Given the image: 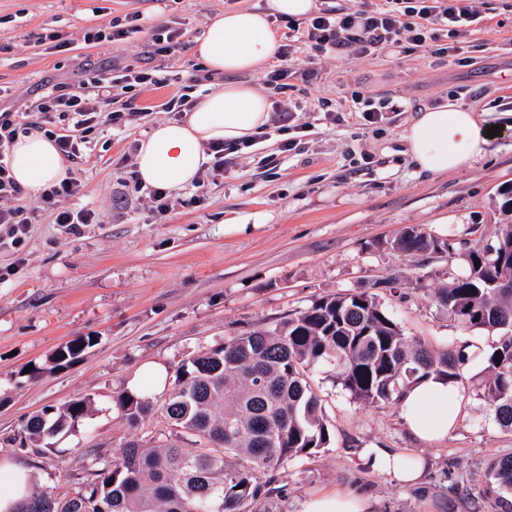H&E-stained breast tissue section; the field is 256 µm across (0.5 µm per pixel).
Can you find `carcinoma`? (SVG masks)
Masks as SVG:
<instances>
[{
    "instance_id": "1",
    "label": "carcinoma",
    "mask_w": 512,
    "mask_h": 512,
    "mask_svg": "<svg viewBox=\"0 0 512 512\" xmlns=\"http://www.w3.org/2000/svg\"><path fill=\"white\" fill-rule=\"evenodd\" d=\"M393 246L409 255L446 252L448 244L408 227ZM467 273L432 292L433 302L466 332H497L483 355V397L498 425L512 431V221L498 225L496 244L461 254ZM92 337L61 347L36 378L81 354ZM464 346L438 350L410 338L378 296L367 289L318 298L270 327L228 339L186 360L156 404L118 393L115 404L137 427L160 412L170 433L126 443L109 457L91 449L92 468L73 496L34 494L18 512H268L284 496L276 472L291 458L330 445L324 406L309 374L328 368L350 396L379 407L398 403L416 383L463 382ZM92 401L77 397L31 417L19 445L76 429ZM493 512H512V454L493 460L483 485L469 493Z\"/></svg>"
}]
</instances>
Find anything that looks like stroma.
<instances>
[{"mask_svg": "<svg viewBox=\"0 0 512 512\" xmlns=\"http://www.w3.org/2000/svg\"><path fill=\"white\" fill-rule=\"evenodd\" d=\"M265 0H0V112H25L45 86L78 84L85 63L103 66L143 51V42L88 44L86 30L139 12L154 26L170 22L188 32L183 45L156 64L165 87L115 91L108 107L131 104L137 115L120 128L95 131L86 161L72 170L83 183L72 208L89 207L96 224L70 229L44 214L22 245L0 239V457L29 468L32 492L66 494L91 466L89 449L113 451L131 439L156 436L161 421L133 428L114 397L143 364L158 362L175 378L185 359L258 326L306 310L318 297L367 288L392 278L378 295L406 335L452 348L468 340L490 351L497 334L466 333L430 299L464 269L456 257L474 244L496 240L501 207L512 190V128L494 140L485 158L460 170L420 172L402 139L418 110L455 98L461 108L488 111L491 120L512 113V0H473L478 22L463 34L442 35L460 48L467 66L438 62L423 48L388 47L358 58L296 55L297 70L314 77L296 82L287 97L294 123L310 126L297 148L283 153L281 137L235 155L223 175L203 189L171 197L157 219L147 192L120 193L119 164L174 113L160 111L175 93L201 94L230 82L205 76L194 52L210 21L229 10L262 9ZM50 28L69 35L70 49L36 44ZM390 95L406 104L373 127L350 109L352 92ZM324 99L343 113L332 124L311 111ZM415 226L451 250L411 258L392 241ZM95 343L58 369L30 378L66 343ZM482 362L464 369L460 419L447 438L413 439L396 404L368 407L337 386L327 370L311 379L332 431L328 448L295 458L278 471L285 487L273 512H302L305 499L336 489L371 499L373 512H490L467 495L449 498L445 472L482 483L496 457L512 453V433L501 430L483 397ZM90 396L93 407L75 431L59 436L63 455L19 446L26 421L50 406ZM390 448L424 462L419 483L401 485L375 472L368 449Z\"/></svg>", "mask_w": 512, "mask_h": 512, "instance_id": "obj_1", "label": "stroma"}]
</instances>
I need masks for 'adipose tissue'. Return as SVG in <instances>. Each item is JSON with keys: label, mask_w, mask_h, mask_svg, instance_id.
Wrapping results in <instances>:
<instances>
[{"label": "adipose tissue", "mask_w": 512, "mask_h": 512, "mask_svg": "<svg viewBox=\"0 0 512 512\" xmlns=\"http://www.w3.org/2000/svg\"><path fill=\"white\" fill-rule=\"evenodd\" d=\"M314 8V0H266L265 10H230L208 25L197 43V55L210 72L230 74L234 80L197 96L184 120L159 123L141 139L136 171L144 185L170 194L182 192L196 181L209 142H241L268 123L270 101L239 76L260 69L274 56L272 17L303 19ZM489 127L487 113L450 100L419 113L402 137L418 170L443 174L488 155ZM9 164L14 178L33 196L64 178L67 169L51 140L37 131L18 137ZM461 398L459 385L434 379L407 392L401 415L410 435L424 443L448 436L458 423ZM30 489L27 468L0 461V512H18ZM302 512H372V503L368 497L335 490L311 495Z\"/></svg>", "instance_id": "1"}]
</instances>
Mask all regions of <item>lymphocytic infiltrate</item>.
<instances>
[{
    "label": "lymphocytic infiltrate",
    "instance_id": "1",
    "mask_svg": "<svg viewBox=\"0 0 512 512\" xmlns=\"http://www.w3.org/2000/svg\"><path fill=\"white\" fill-rule=\"evenodd\" d=\"M475 17L467 0H373L354 12L322 9L306 28L282 35L276 51L278 63L266 73L264 83L285 91L292 78L310 80L312 71L300 73L289 65L297 49L304 46L323 55L342 53L352 58L372 55L386 46L395 45L406 52L429 47L434 55L445 57L449 48L439 44L438 30L448 26L459 29ZM185 35V29L178 26H146L137 12L127 16L125 22L112 21L92 28L83 35L87 43H130L142 38L147 49L109 69L87 65L86 78L78 85L52 86L34 105L39 115L37 122L24 123L18 113L0 112V226H7L14 242H21L30 225L39 223L47 211L53 213L58 224L74 226L99 221L94 210L65 205L67 199L79 196L83 189L78 178H63L46 186L37 197H29L11 175L7 163L16 136L49 125H63L65 133L53 137L58 153L73 163L84 160L89 133L106 126H121L129 119L128 113L105 111L113 90L158 85L155 59L169 56L181 46Z\"/></svg>",
    "mask_w": 512,
    "mask_h": 512
}]
</instances>
